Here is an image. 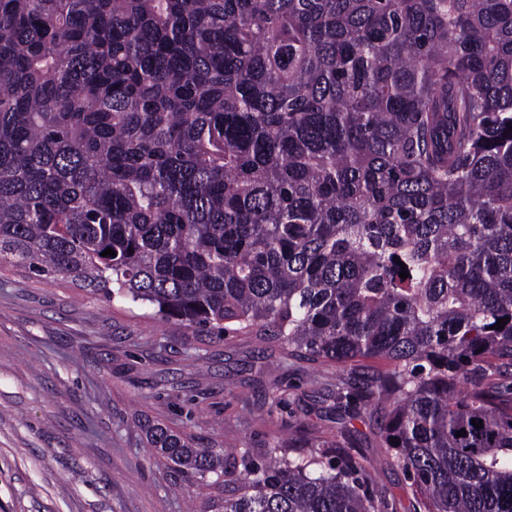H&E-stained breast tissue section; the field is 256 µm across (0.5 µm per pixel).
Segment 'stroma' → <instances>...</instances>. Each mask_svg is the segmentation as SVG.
Masks as SVG:
<instances>
[{"instance_id": "35a3bbf8", "label": "stroma", "mask_w": 512, "mask_h": 512, "mask_svg": "<svg viewBox=\"0 0 512 512\" xmlns=\"http://www.w3.org/2000/svg\"><path fill=\"white\" fill-rule=\"evenodd\" d=\"M336 368L178 329L66 281L0 273V512H185L138 423L159 420L202 445L261 450L299 429L343 431L374 463L378 494L405 500L383 411L333 407Z\"/></svg>"}]
</instances>
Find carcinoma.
Masks as SVG:
<instances>
[{"mask_svg": "<svg viewBox=\"0 0 512 512\" xmlns=\"http://www.w3.org/2000/svg\"><path fill=\"white\" fill-rule=\"evenodd\" d=\"M13 267L334 364L405 512H512V0H0ZM143 434L189 512H398L331 431Z\"/></svg>", "mask_w": 512, "mask_h": 512, "instance_id": "obj_1", "label": "carcinoma"}]
</instances>
